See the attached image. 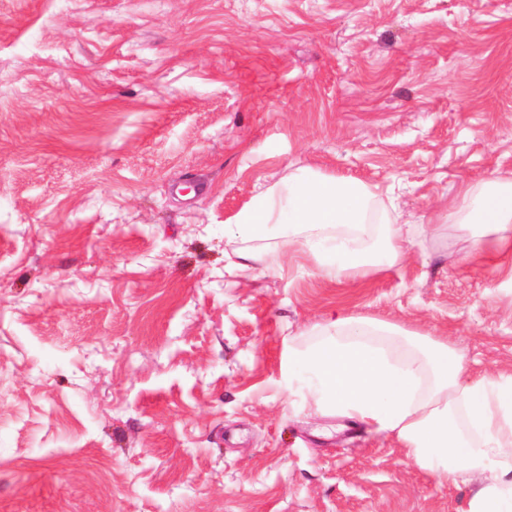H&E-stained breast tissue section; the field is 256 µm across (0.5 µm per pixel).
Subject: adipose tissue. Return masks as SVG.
I'll return each mask as SVG.
<instances>
[{
  "label": "adipose tissue",
  "mask_w": 512,
  "mask_h": 512,
  "mask_svg": "<svg viewBox=\"0 0 512 512\" xmlns=\"http://www.w3.org/2000/svg\"><path fill=\"white\" fill-rule=\"evenodd\" d=\"M468 228L478 254L498 256L512 285V181L460 183L446 212L426 224L398 223L379 186L299 166L259 188L224 225L242 241L233 269L252 270L262 249L306 253L319 275L349 288L400 265L421 238ZM282 389L315 413L396 437L439 484L466 486L464 512H512V372L472 373L464 351L426 332L369 317L337 315L305 344H288Z\"/></svg>",
  "instance_id": "adipose-tissue-1"
}]
</instances>
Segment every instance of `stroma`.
Masks as SVG:
<instances>
[{"label":"stroma","instance_id":"stroma-1","mask_svg":"<svg viewBox=\"0 0 512 512\" xmlns=\"http://www.w3.org/2000/svg\"><path fill=\"white\" fill-rule=\"evenodd\" d=\"M292 164L419 224L512 179V0H0V512H461L393 436H319L284 342L340 309L511 372L512 288L454 225L357 288L228 274Z\"/></svg>","mask_w":512,"mask_h":512}]
</instances>
